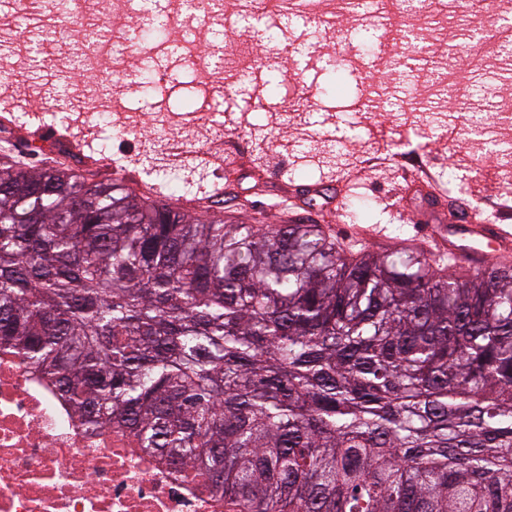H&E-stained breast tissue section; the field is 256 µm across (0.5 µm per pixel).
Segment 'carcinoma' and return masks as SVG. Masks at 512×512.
<instances>
[{"mask_svg":"<svg viewBox=\"0 0 512 512\" xmlns=\"http://www.w3.org/2000/svg\"><path fill=\"white\" fill-rule=\"evenodd\" d=\"M0 159V350L228 512H512V273Z\"/></svg>","mask_w":512,"mask_h":512,"instance_id":"cac0c4a2","label":"carcinoma"}]
</instances>
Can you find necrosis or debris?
<instances>
[{"instance_id":"1","label":"necrosis or debris","mask_w":512,"mask_h":512,"mask_svg":"<svg viewBox=\"0 0 512 512\" xmlns=\"http://www.w3.org/2000/svg\"><path fill=\"white\" fill-rule=\"evenodd\" d=\"M100 0H55L43 7L59 38L85 32L78 73L93 80L103 61L120 68L133 44L150 52L139 32L98 38L88 30ZM0 512H227L222 494L140 448L129 431L91 429L71 413L55 386L20 357L0 354Z\"/></svg>"}]
</instances>
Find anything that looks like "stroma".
<instances>
[{"instance_id":"35a3bbf8","label":"stroma","mask_w":512,"mask_h":512,"mask_svg":"<svg viewBox=\"0 0 512 512\" xmlns=\"http://www.w3.org/2000/svg\"><path fill=\"white\" fill-rule=\"evenodd\" d=\"M325 24L283 25L259 17L246 77L228 83L208 65L209 27L194 34L192 54L159 53L152 61L160 74L150 93L131 94L142 55L133 51L119 74L103 70L112 92L104 105H116L117 120L129 122L128 139L109 151L91 144L95 161L82 174L88 182H109L115 170L140 188L154 179L141 155L152 132L193 150L223 152L238 173L226 183L223 171L200 164L183 166L189 184L180 199L209 220L235 224L323 225L341 247L376 253L401 247L427 250L421 224H449V201L469 203L477 219L512 225V173L491 145H512V59L502 52L512 43V25L494 35L454 39L461 59L426 58L399 39L398 30L419 29L417 17L380 13L367 18L338 0H324ZM35 27L0 26V70L6 71L14 123L0 128V157L34 168L55 166L52 146L38 139V112L59 114L63 124L97 135L95 113L83 111L85 83L55 54L41 79L29 81L28 49L38 44ZM447 65L460 87H482L488 99L464 96L448 102L430 71ZM228 114L216 126L212 115ZM494 116L483 136L469 131V115ZM355 138L350 150L336 152L341 136ZM431 178L448 203L409 193L413 181ZM369 205L371 224L384 238H356L360 201Z\"/></svg>"}]
</instances>
